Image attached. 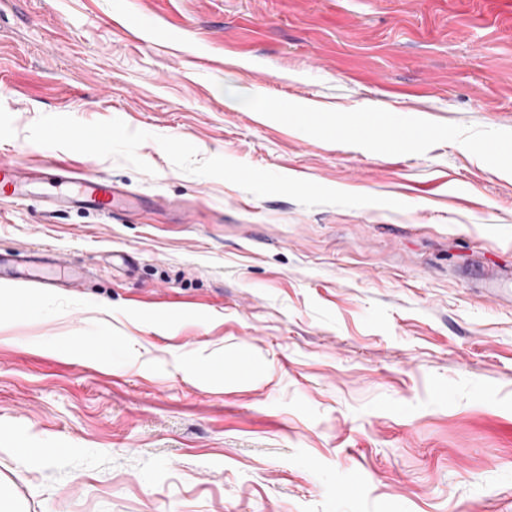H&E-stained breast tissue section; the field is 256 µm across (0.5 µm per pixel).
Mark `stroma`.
Segmentation results:
<instances>
[{"label":"stroma","mask_w":512,"mask_h":512,"mask_svg":"<svg viewBox=\"0 0 512 512\" xmlns=\"http://www.w3.org/2000/svg\"><path fill=\"white\" fill-rule=\"evenodd\" d=\"M510 13L0 0V161L137 203L0 196L1 253L81 274L0 285V512H512ZM112 131L107 127L94 130H79L70 125H51L45 130V139L50 142L69 141L84 149L111 139ZM62 171L65 174L51 184L50 198L57 211L80 208L108 217L119 213L121 191L110 180L68 168Z\"/></svg>","instance_id":"35a3bbf8"}]
</instances>
